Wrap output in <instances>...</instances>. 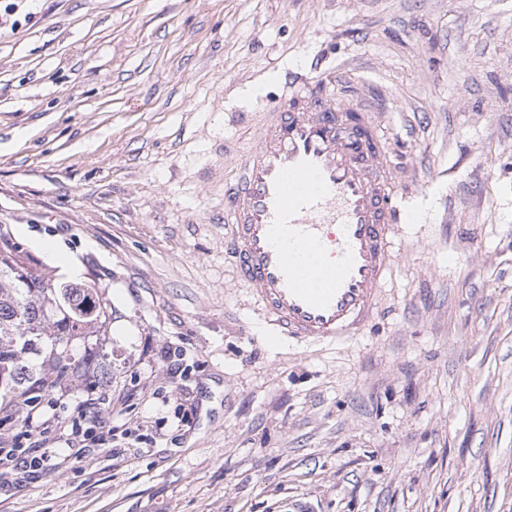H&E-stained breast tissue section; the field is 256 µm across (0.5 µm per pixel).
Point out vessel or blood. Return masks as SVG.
<instances>
[{"label":"vessel or blood","instance_id":"1","mask_svg":"<svg viewBox=\"0 0 512 512\" xmlns=\"http://www.w3.org/2000/svg\"><path fill=\"white\" fill-rule=\"evenodd\" d=\"M375 127V111L339 102L335 76L298 73L248 127L224 221L273 336L347 344L378 314L394 227L418 210Z\"/></svg>","mask_w":512,"mask_h":512}]
</instances>
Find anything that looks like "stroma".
<instances>
[{"instance_id":"obj_1","label":"stroma","mask_w":512,"mask_h":512,"mask_svg":"<svg viewBox=\"0 0 512 512\" xmlns=\"http://www.w3.org/2000/svg\"><path fill=\"white\" fill-rule=\"evenodd\" d=\"M0 34V234L82 266L112 315L102 445L0 512H512V0H28ZM420 189L382 314L266 340L224 251L226 144L287 71Z\"/></svg>"}]
</instances>
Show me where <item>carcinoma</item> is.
I'll use <instances>...</instances> for the list:
<instances>
[{
    "label": "carcinoma",
    "mask_w": 512,
    "mask_h": 512,
    "mask_svg": "<svg viewBox=\"0 0 512 512\" xmlns=\"http://www.w3.org/2000/svg\"><path fill=\"white\" fill-rule=\"evenodd\" d=\"M109 300L92 284H60L36 268L15 242L0 240V413L25 424L19 395L53 393L52 383L89 370L93 387L112 384L96 372L109 356Z\"/></svg>",
    "instance_id": "carcinoma-1"
}]
</instances>
